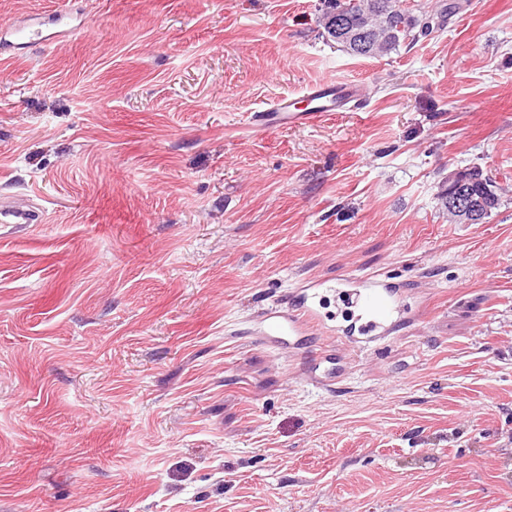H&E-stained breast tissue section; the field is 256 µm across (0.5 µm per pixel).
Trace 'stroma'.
Wrapping results in <instances>:
<instances>
[{"instance_id":"stroma-1","label":"stroma","mask_w":512,"mask_h":512,"mask_svg":"<svg viewBox=\"0 0 512 512\" xmlns=\"http://www.w3.org/2000/svg\"><path fill=\"white\" fill-rule=\"evenodd\" d=\"M382 58L320 0H0L86 34L0 52V512H512V0ZM362 100L258 132L325 78ZM481 166L483 224L436 194ZM393 281L366 347L336 296L301 348L259 315ZM336 347L333 389L301 374ZM457 175V182L473 196L475 204L479 208L476 214L481 218V221L474 222L476 218L471 216L470 212L459 213L448 209V206L462 210L471 207L470 198L456 192L450 173H448V199L437 195L441 209L448 215V219L456 224H483L492 212L501 205V197L497 191L496 181L478 165L459 170ZM43 218V208L35 207L29 202H1L0 224H41Z\"/></svg>"}]
</instances>
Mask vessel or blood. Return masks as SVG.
<instances>
[{
  "instance_id": "1",
  "label": "vessel or blood",
  "mask_w": 512,
  "mask_h": 512,
  "mask_svg": "<svg viewBox=\"0 0 512 512\" xmlns=\"http://www.w3.org/2000/svg\"><path fill=\"white\" fill-rule=\"evenodd\" d=\"M85 31V26L79 23L61 18L42 21L32 16L6 28L1 26L0 43L21 50L35 44L50 43L62 36L80 35ZM361 95L359 85L327 78L308 88L305 95L307 108L300 109L283 100L253 115L249 125L261 131L284 125L314 123L325 113L342 111ZM43 218V209L32 204L0 202V224H39ZM315 296V288L310 287L302 290L288 307L276 305L264 309L260 315L264 341L276 343L286 336L299 341L317 330L321 315L314 302ZM358 298L362 306L374 315L368 323L370 330L379 334L385 332L395 310V292L380 284H369L361 287Z\"/></svg>"
}]
</instances>
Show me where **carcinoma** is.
I'll list each match as a JSON object with an SVG mask.
<instances>
[{"instance_id": "1", "label": "carcinoma", "mask_w": 512, "mask_h": 512, "mask_svg": "<svg viewBox=\"0 0 512 512\" xmlns=\"http://www.w3.org/2000/svg\"><path fill=\"white\" fill-rule=\"evenodd\" d=\"M384 0H321L318 26L322 35L335 41L346 51L361 57H383L399 47L410 46L418 38L435 29H441L448 17L460 9L457 3L443 5L429 12L420 24L410 11L391 13L383 6ZM345 16L351 36L336 40V13ZM457 182L473 196L478 206V217L486 220L501 205L496 181L482 167L473 165L457 172Z\"/></svg>"}]
</instances>
